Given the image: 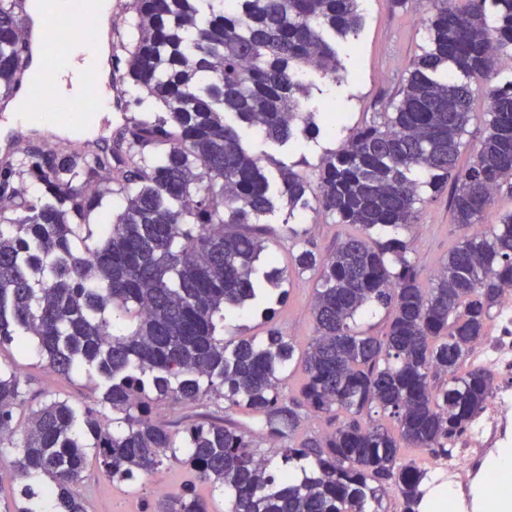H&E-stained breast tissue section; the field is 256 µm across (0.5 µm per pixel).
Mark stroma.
<instances>
[{"label": "stroma", "mask_w": 512, "mask_h": 512, "mask_svg": "<svg viewBox=\"0 0 512 512\" xmlns=\"http://www.w3.org/2000/svg\"><path fill=\"white\" fill-rule=\"evenodd\" d=\"M361 6L365 25L356 41L355 56H342L344 69L340 80L319 81L309 102L311 111L318 114L327 109L342 112L343 128L331 136L322 133L313 139L303 137L283 147L259 136L246 135L247 149L263 157L269 178H276L278 165L285 164L295 166L309 182H316L326 151L337 149L350 129L380 119L383 112L389 111L391 102L398 98L410 62L426 46L425 20L431 11L430 0H405L401 6L394 0H362ZM417 209V221L406 238L412 243V256L421 269L422 284L427 287L460 231L448 207L447 192L421 189ZM306 213L311 224L306 238L322 253L331 252L337 241L358 232L357 227L335 223L316 208H307ZM293 222V215L279 198L275 199L272 211L259 218V226L267 230V251L275 261L260 263L258 270L263 273L273 266L283 269L286 295L281 301L263 300L245 312L225 316V339L262 337L268 328L274 327L292 339L297 350L307 348L314 335L311 306L319 273L292 269L290 253L295 241L289 238L288 227ZM0 370L20 378L25 396L24 405L14 413L12 440L0 445V457L7 462H14L18 457L30 409L46 396L69 400L80 409L100 405L102 387L95 373L81 370L68 378L59 376L41 362L34 349L0 347ZM203 414L226 416L251 431L257 428L256 418L228 409L224 402L216 400L196 404L166 401L153 404L151 409L154 420L171 423ZM193 480L187 469L173 466L145 478L116 482L101 472L91 456L73 491L84 498L88 512H143L156 498V485L175 491Z\"/></svg>", "instance_id": "35a3bbf8"}]
</instances>
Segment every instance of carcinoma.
<instances>
[{"label":"carcinoma","mask_w":512,"mask_h":512,"mask_svg":"<svg viewBox=\"0 0 512 512\" xmlns=\"http://www.w3.org/2000/svg\"><path fill=\"white\" fill-rule=\"evenodd\" d=\"M215 2L131 0L139 35L116 62L122 79L163 108L148 112L134 98L139 114L124 116L112 158L29 145L0 163V346L30 341L55 373L85 367L103 384L101 410L52 398L31 411L17 471L50 478L57 512H87L70 486L89 448L121 480L182 466L224 487L228 512H386L393 486L403 512H420L426 472L401 463V449L449 455L496 390L485 365L459 367L512 289V213L472 231L494 194L512 189V82L486 86L484 134L467 167L457 159L472 83L488 81L498 54L512 48V0H432L428 46L410 63L393 111L323 160L318 210L363 236L323 257L288 231L294 267L321 269L315 335L301 358L306 379L289 399L280 391L294 362L288 337L217 336L224 316L258 300L261 282L284 279L275 268L257 277L266 241L240 226L269 212L277 195L291 209L308 206L303 176L280 166L272 185L239 129L274 145L319 134L303 69L336 80L338 44L354 47L364 16L359 0ZM24 3L0 0L6 96L28 49ZM26 182L40 194L29 195ZM449 183L462 236L426 290L410 244L394 232L415 224L420 187ZM114 196L122 210L93 232V216ZM376 308L390 314L380 336L356 322ZM206 397L258 417L259 432L195 419L175 432L149 414L152 401ZM22 399L20 378L0 371V440ZM108 410L125 428L111 429ZM331 413L349 418L278 444L309 415ZM273 455L288 475L270 473ZM150 509L210 512L190 487Z\"/></svg>","instance_id":"1"}]
</instances>
